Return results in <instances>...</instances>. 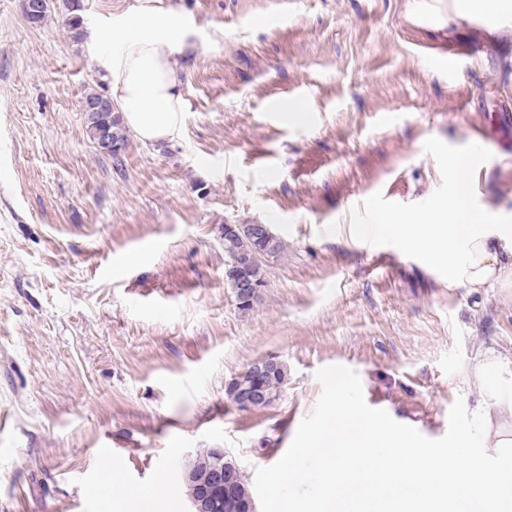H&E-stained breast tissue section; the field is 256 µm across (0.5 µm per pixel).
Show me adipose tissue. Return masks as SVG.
<instances>
[{"instance_id":"1","label":"adipose tissue","mask_w":512,"mask_h":512,"mask_svg":"<svg viewBox=\"0 0 512 512\" xmlns=\"http://www.w3.org/2000/svg\"><path fill=\"white\" fill-rule=\"evenodd\" d=\"M185 38L176 17L130 19L120 54L106 65L112 100L141 141H171L182 132L176 54ZM475 174L468 159L451 158L448 199L419 216L353 225L351 233L422 254L442 266L449 287H512V218L471 207ZM466 377L478 403L457 431V455L443 457L420 448L405 427L360 408L344 373H328L336 399L324 422L303 431L270 500H281L283 483L299 480L301 461L311 455L321 461L317 512H512V358L485 349Z\"/></svg>"}]
</instances>
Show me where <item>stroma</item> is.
<instances>
[{"mask_svg":"<svg viewBox=\"0 0 512 512\" xmlns=\"http://www.w3.org/2000/svg\"><path fill=\"white\" fill-rule=\"evenodd\" d=\"M0 0V512H119L124 492L185 498L190 454L223 448L256 508L322 423L343 371L362 407L450 451L475 409L467 366L512 354V288L449 287L439 267L355 224L451 194L471 125L512 105V13L462 0ZM179 14L183 130L88 139L83 93L109 91L110 33ZM303 104L307 117L287 111ZM471 203L512 216V131L486 144ZM284 244L252 310L224 277V227ZM278 356L274 404L227 382ZM119 476L100 490L105 472Z\"/></svg>","mask_w":512,"mask_h":512,"instance_id":"1","label":"stroma"}]
</instances>
